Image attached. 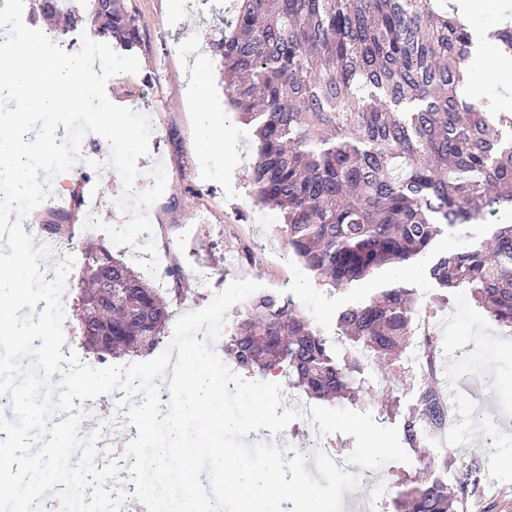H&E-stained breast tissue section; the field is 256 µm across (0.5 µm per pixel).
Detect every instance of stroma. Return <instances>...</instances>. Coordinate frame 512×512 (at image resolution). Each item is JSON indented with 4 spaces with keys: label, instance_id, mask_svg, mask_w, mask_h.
I'll return each instance as SVG.
<instances>
[{
    "label": "stroma",
    "instance_id": "stroma-1",
    "mask_svg": "<svg viewBox=\"0 0 512 512\" xmlns=\"http://www.w3.org/2000/svg\"><path fill=\"white\" fill-rule=\"evenodd\" d=\"M140 42L132 53L140 62L135 74L111 78L106 94L113 103L147 114L152 131L149 153L137 161L141 175L137 190L151 186L148 175L155 163H163L166 189L150 208L152 236H139L137 247L113 245L104 231L81 229L82 216L68 209L67 223L74 230L77 258L62 296V305L77 312L86 280V243L107 248L113 257L133 262L139 245L154 239L157 250L168 251L169 263L183 273L180 290L198 310L211 301L210 294L195 281L192 272L208 269L213 286L224 289L235 280L250 279L265 292L292 299L326 335L336 332V312L352 299L351 294L330 289L319 282L288 248L278 227L279 210L256 203L249 173L253 129L239 121L224 95L222 64L210 44L224 22L208 0H135ZM23 20L32 28L50 32L64 28L59 45L67 52L80 49L82 36H94L96 24L88 18L44 19L24 0ZM498 54L483 52L477 64H468L469 87L476 105L491 99L512 97V80L497 70ZM53 189L71 199L78 193L92 194L98 218L112 226L127 217L115 204L122 191L116 171H95L76 162ZM495 224H512V209L499 210L482 220L458 227L435 243V254L453 249L461 240L486 238ZM408 283L422 305L434 312L432 328L441 340L436 361L439 392L454 391L462 400L484 399L485 418L468 420L451 443L465 460L481 466V481L471 498L470 512H512V332L499 328L471 300L467 291H456L450 303L418 267ZM479 348L475 367L460 366L458 349ZM425 379L410 364L396 369L391 384H375L366 406L383 426H402L418 408ZM499 417L491 426V417Z\"/></svg>",
    "mask_w": 512,
    "mask_h": 512
}]
</instances>
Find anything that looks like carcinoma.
I'll return each mask as SVG.
<instances>
[{"mask_svg":"<svg viewBox=\"0 0 512 512\" xmlns=\"http://www.w3.org/2000/svg\"><path fill=\"white\" fill-rule=\"evenodd\" d=\"M85 10L101 35L135 47L132 0H98ZM512 54V26L492 33ZM474 35L435 0H237L233 24L212 44L230 105L254 128L250 179L255 199L283 214L281 236L334 289L413 264L442 234L512 208V113L496 117L461 97ZM92 287L82 297L81 333L109 326L118 358L149 353L170 319L161 293L122 260L112 287L98 252L86 253ZM429 276L446 293L469 291L497 325L512 330V224L439 257ZM416 290L376 289L336 315L347 342L340 357L301 311L263 294L224 343V355L252 373L280 370L285 384L325 402L364 397L363 366L389 364L415 342ZM446 425L436 388L421 392L403 423L412 448ZM458 464L456 491L443 471ZM479 469L445 453L430 476L412 481L397 512H469Z\"/></svg>","mask_w":512,"mask_h":512,"instance_id":"carcinoma-1","label":"carcinoma"}]
</instances>
